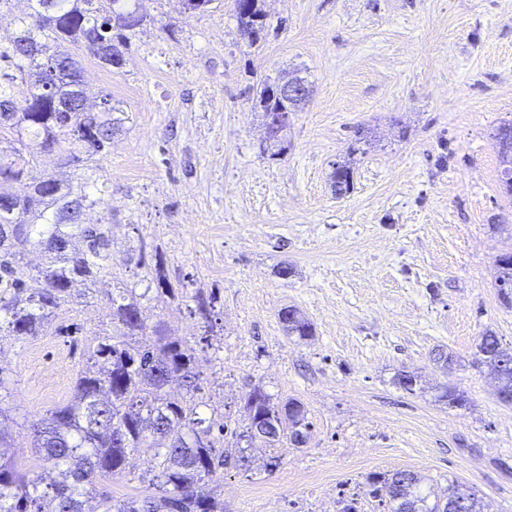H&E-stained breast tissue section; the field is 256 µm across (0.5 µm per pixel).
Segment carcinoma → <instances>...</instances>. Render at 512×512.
<instances>
[{
	"label": "carcinoma",
	"instance_id": "carcinoma-1",
	"mask_svg": "<svg viewBox=\"0 0 512 512\" xmlns=\"http://www.w3.org/2000/svg\"><path fill=\"white\" fill-rule=\"evenodd\" d=\"M29 21H20L6 57L18 71L7 75L0 85V140L10 137V153L0 149V183L12 182L21 190L11 194L12 203L0 212V325L17 340L36 336L56 311L69 303L75 285L92 281L112 259L109 229L103 224L81 230L85 248L73 245V228L79 210L87 211L104 203L106 183L94 192H75L70 185L37 169L38 156L49 153L62 140H71L77 152L66 164L94 162L103 157L118 130L120 119L112 96L104 95L105 105L90 109L79 81L80 71L72 50L82 45L93 50L105 68L120 69L124 54L120 46L126 32L143 23L138 8L121 0H56L57 11L46 8L48 0H30ZM261 0H234L242 34L257 45L268 30ZM50 34L43 42L38 34ZM40 54L32 55V46ZM26 86L22 102H17L12 84ZM256 105L262 112L291 113L296 106L279 97L274 84L256 88ZM502 170V189L512 198V125L500 126L494 135ZM354 171L347 161L336 164L331 181L339 195L353 187ZM49 224L38 230V221ZM29 247L51 255L50 264L33 278L21 265V254ZM155 261L153 287L139 293L134 288H117L112 293V334L100 337L89 356L90 367L81 373L73 399L47 411L33 425L43 469H62L63 479L48 482L41 474L28 475L10 462L0 461V512H86L84 503L99 498L100 512H224L212 493L217 471L231 458L238 465L250 466L256 444L270 448L288 440L297 446L308 429L306 410L296 399L281 404L260 388L247 395L246 424L234 433L236 441L258 416L273 422L274 432L267 439L251 440L235 453L219 450L216 438H199L197 426L207 432L224 433L221 416L200 417L195 395L202 390L196 367V348L186 339L172 337L167 328L147 327L140 314V300L176 299L179 289L167 278L159 252L149 255L140 250L136 265ZM496 287L502 302L512 307V248L496 260ZM193 314L205 319L199 343L208 345L213 332L212 298L195 296ZM279 320L290 336L301 339L313 335V325L297 308L286 306ZM499 338L491 332L478 345L480 363L497 376L500 402L512 396V354L494 351ZM182 379L189 395L172 400L166 394L171 379ZM438 399L450 408L467 404L466 396L454 385L440 387ZM140 448L155 449L158 473L149 485L160 495L115 498L99 489L100 479L121 473L127 457ZM403 472L375 473L367 477L369 495L379 499L385 512H445V503L429 499L422 492L421 479Z\"/></svg>",
	"mask_w": 512,
	"mask_h": 512
}]
</instances>
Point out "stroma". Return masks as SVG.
Here are the masks:
<instances>
[{
    "instance_id": "35a3bbf8",
    "label": "stroma",
    "mask_w": 512,
    "mask_h": 512,
    "mask_svg": "<svg viewBox=\"0 0 512 512\" xmlns=\"http://www.w3.org/2000/svg\"><path fill=\"white\" fill-rule=\"evenodd\" d=\"M137 5L146 22L121 69L74 53L100 76L94 95L121 110L108 155L68 167L65 141L38 159L72 186L106 183L96 219L110 227L112 259L40 335L0 333V456L38 470L32 425L73 398L112 332L113 289L147 286L149 268L132 261L144 245L182 291L143 300L147 325L200 337L189 310L196 294L214 300L201 416L243 428L256 387L307 412L305 444L255 449L248 472L219 470L224 512H338L349 496L359 512H382L366 480L398 470L438 496L457 484L483 512H512V404L477 364L486 332L512 348L494 267L512 246V201L493 139L512 122V0H262L269 34L257 46L234 0L191 14L178 0ZM293 69L312 95L276 156L252 87ZM344 161L354 187L339 196L331 173ZM289 305L312 323L308 339L280 322ZM402 371L417 376L414 391L396 385ZM446 384L466 407L439 400ZM153 454L129 456L106 483L113 496L145 490Z\"/></svg>"
}]
</instances>
